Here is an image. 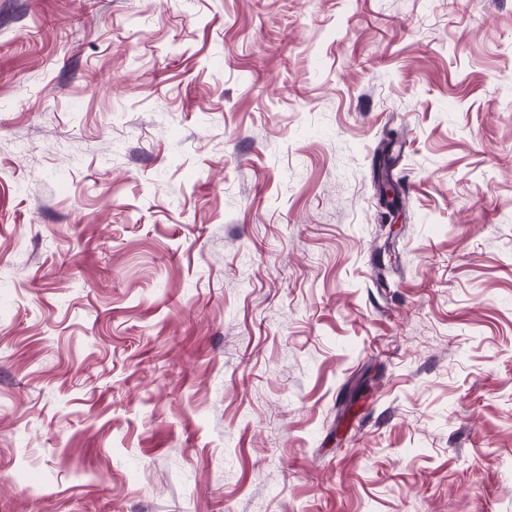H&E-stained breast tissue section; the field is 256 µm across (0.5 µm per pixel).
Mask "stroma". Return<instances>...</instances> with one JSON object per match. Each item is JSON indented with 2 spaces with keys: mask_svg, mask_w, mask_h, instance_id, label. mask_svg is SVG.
Wrapping results in <instances>:
<instances>
[{
  "mask_svg": "<svg viewBox=\"0 0 512 512\" xmlns=\"http://www.w3.org/2000/svg\"><path fill=\"white\" fill-rule=\"evenodd\" d=\"M0 512H512V0H0Z\"/></svg>",
  "mask_w": 512,
  "mask_h": 512,
  "instance_id": "35a3bbf8",
  "label": "stroma"
}]
</instances>
